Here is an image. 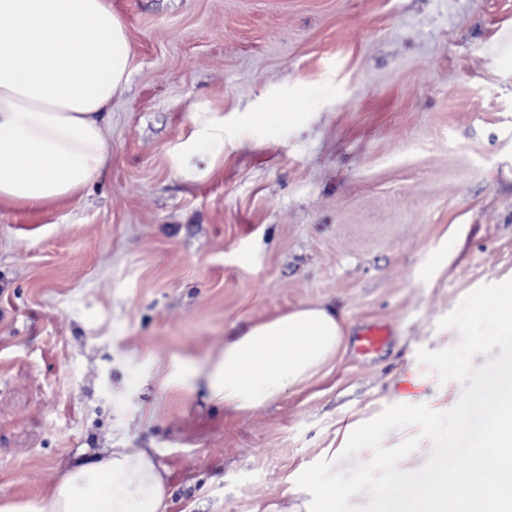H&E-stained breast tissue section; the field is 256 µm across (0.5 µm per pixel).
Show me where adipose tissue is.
Wrapping results in <instances>:
<instances>
[{
	"label": "adipose tissue",
	"instance_id": "1",
	"mask_svg": "<svg viewBox=\"0 0 512 512\" xmlns=\"http://www.w3.org/2000/svg\"><path fill=\"white\" fill-rule=\"evenodd\" d=\"M130 76L127 27L109 0H0V205L37 212L81 195L108 158L102 115ZM301 118L283 108L201 122L177 171L196 178L185 159ZM345 337L335 310L297 306L226 340L204 384L225 410L261 407L330 366ZM169 489L153 449L114 448L64 464L42 496L0 499V512H161Z\"/></svg>",
	"mask_w": 512,
	"mask_h": 512
}]
</instances>
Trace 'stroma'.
<instances>
[{"label":"stroma","mask_w":512,"mask_h":512,"mask_svg":"<svg viewBox=\"0 0 512 512\" xmlns=\"http://www.w3.org/2000/svg\"><path fill=\"white\" fill-rule=\"evenodd\" d=\"M110 2L133 71L109 161L66 203L0 207V496L45 493L81 451L153 448L163 512H291L340 426L462 394L417 354L512 276V0ZM282 99L300 124L176 172L197 114ZM305 303L347 320L329 374L239 414L192 382Z\"/></svg>","instance_id":"obj_1"}]
</instances>
